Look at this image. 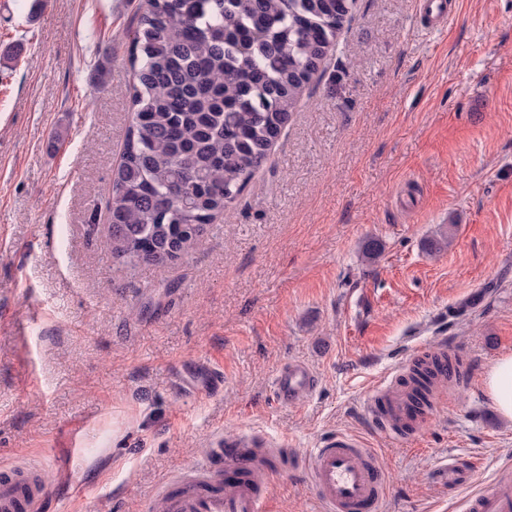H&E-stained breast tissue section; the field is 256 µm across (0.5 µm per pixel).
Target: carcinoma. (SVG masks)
I'll use <instances>...</instances> for the list:
<instances>
[{"mask_svg":"<svg viewBox=\"0 0 512 512\" xmlns=\"http://www.w3.org/2000/svg\"><path fill=\"white\" fill-rule=\"evenodd\" d=\"M355 0H145L128 34L132 122L113 171L112 258L163 270L243 193ZM409 371L419 408L436 379Z\"/></svg>","mask_w":512,"mask_h":512,"instance_id":"obj_1","label":"carcinoma"}]
</instances>
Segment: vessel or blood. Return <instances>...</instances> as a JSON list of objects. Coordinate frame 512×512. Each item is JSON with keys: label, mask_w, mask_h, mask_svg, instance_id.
I'll return each mask as SVG.
<instances>
[{"label": "vessel or blood", "mask_w": 512, "mask_h": 512, "mask_svg": "<svg viewBox=\"0 0 512 512\" xmlns=\"http://www.w3.org/2000/svg\"><path fill=\"white\" fill-rule=\"evenodd\" d=\"M317 379L300 361L280 367L274 392L284 405L314 392ZM384 408L390 419L409 422L411 405L402 391L371 395L368 413ZM263 440L252 435L215 439L205 458L183 471L160 496L165 512H269L267 479L273 478L277 457L265 452ZM301 462L326 512H379L385 497L384 477L373 449L343 433L331 436ZM234 480H225V472ZM47 495L40 470L0 468V512H38ZM472 512H512V476L502 475L471 502Z\"/></svg>", "instance_id": "b4317fda"}]
</instances>
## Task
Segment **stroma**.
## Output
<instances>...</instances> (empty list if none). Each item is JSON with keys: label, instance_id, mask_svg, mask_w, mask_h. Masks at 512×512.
<instances>
[{"label": "stroma", "instance_id": "35a3bbf8", "mask_svg": "<svg viewBox=\"0 0 512 512\" xmlns=\"http://www.w3.org/2000/svg\"><path fill=\"white\" fill-rule=\"evenodd\" d=\"M446 3L439 25L419 0H356L266 162L162 271L107 247L141 0L0 5V467L42 471L40 512H160L161 485L229 434L283 457L358 439L383 512H466L512 468L483 384L512 355V0ZM417 345L465 378L412 428L372 423ZM293 360L318 387L284 406ZM268 494L322 509L289 466Z\"/></svg>", "mask_w": 512, "mask_h": 512}]
</instances>
